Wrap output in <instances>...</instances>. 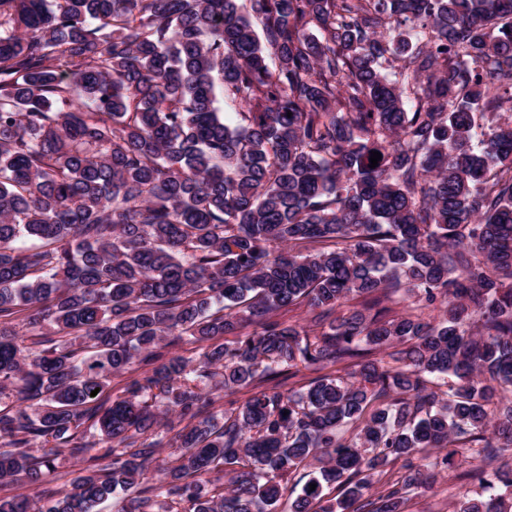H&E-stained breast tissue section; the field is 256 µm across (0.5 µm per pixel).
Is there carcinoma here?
I'll list each match as a JSON object with an SVG mask.
<instances>
[{"label": "carcinoma", "instance_id": "obj_1", "mask_svg": "<svg viewBox=\"0 0 512 512\" xmlns=\"http://www.w3.org/2000/svg\"><path fill=\"white\" fill-rule=\"evenodd\" d=\"M253 8L0 0V485L94 463L0 512H405L434 449L512 512V0ZM87 465L88 463L81 456L73 455L68 448H59L54 460V472H51L37 484H31L24 478H18L10 483L6 489L10 490L8 492L11 494L29 495L35 499L44 498L62 489L65 480L72 477V475H67L66 479H60L61 476L85 468Z\"/></svg>", "mask_w": 512, "mask_h": 512}]
</instances>
